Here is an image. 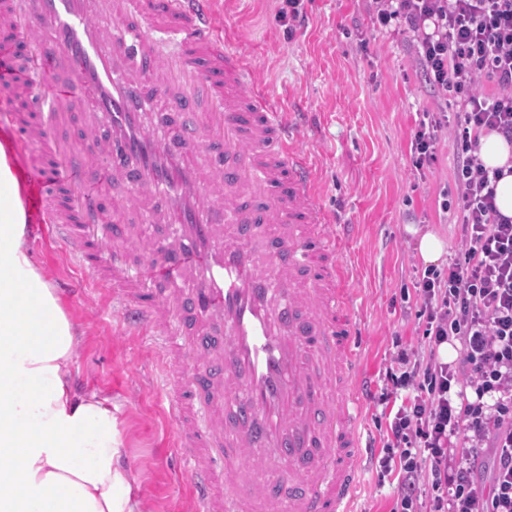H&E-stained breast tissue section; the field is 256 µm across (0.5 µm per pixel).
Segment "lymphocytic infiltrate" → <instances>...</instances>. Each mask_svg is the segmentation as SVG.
I'll return each mask as SVG.
<instances>
[{"label": "lymphocytic infiltrate", "mask_w": 512, "mask_h": 512, "mask_svg": "<svg viewBox=\"0 0 512 512\" xmlns=\"http://www.w3.org/2000/svg\"><path fill=\"white\" fill-rule=\"evenodd\" d=\"M377 21L398 19L412 32L430 84L457 98L455 170L463 257L447 271L420 273L416 294L432 346L458 340V364L432 362L391 374L394 387L417 386L388 426L383 472L398 471L400 512H512V219L495 206L502 170L485 168L476 132L512 143V0H381ZM495 86L482 93L481 82ZM473 435L465 462L448 458L453 439ZM491 467L490 490L477 472ZM431 487L428 505L416 492Z\"/></svg>", "instance_id": "f902f5d3"}]
</instances>
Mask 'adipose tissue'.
<instances>
[{"label":"adipose tissue","instance_id":"ef3b65f1","mask_svg":"<svg viewBox=\"0 0 512 512\" xmlns=\"http://www.w3.org/2000/svg\"><path fill=\"white\" fill-rule=\"evenodd\" d=\"M487 169H504L500 214L512 219V145L480 138ZM0 512H147L123 461L112 404L78 388L84 332L63 311L31 253L20 189L0 143Z\"/></svg>","mask_w":512,"mask_h":512}]
</instances>
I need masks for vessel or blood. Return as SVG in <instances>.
I'll list each match as a JSON object with an SVG mask.
<instances>
[{
	"label": "vessel or blood",
	"instance_id": "b4317fda",
	"mask_svg": "<svg viewBox=\"0 0 512 512\" xmlns=\"http://www.w3.org/2000/svg\"><path fill=\"white\" fill-rule=\"evenodd\" d=\"M0 124L30 217L160 343L194 512H355L365 397L343 238L214 0H0ZM107 219L117 256L95 268Z\"/></svg>",
	"mask_w": 512,
	"mask_h": 512
}]
</instances>
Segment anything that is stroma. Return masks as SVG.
I'll return each mask as SVG.
<instances>
[{
	"mask_svg": "<svg viewBox=\"0 0 512 512\" xmlns=\"http://www.w3.org/2000/svg\"><path fill=\"white\" fill-rule=\"evenodd\" d=\"M297 8L293 21L288 0L218 6L225 31L256 61L260 81L307 133L318 199L348 227L343 260L369 393L358 430L379 455L387 441L381 395L398 347L423 363L441 356L424 334L416 245L420 233L431 231L444 241L446 258L461 250L453 120L460 106L426 80L411 34L377 23L373 0H299ZM426 116L443 125L432 160L419 169L411 141ZM30 245L69 318L85 329L76 383L118 406L125 462L149 512H192L157 348L125 330L111 290L68 262L59 242L46 236ZM357 495L359 512H393L397 480L364 463Z\"/></svg>",
	"mask_w": 512,
	"mask_h": 512,
	"instance_id": "1",
	"label": "stroma"
}]
</instances>
